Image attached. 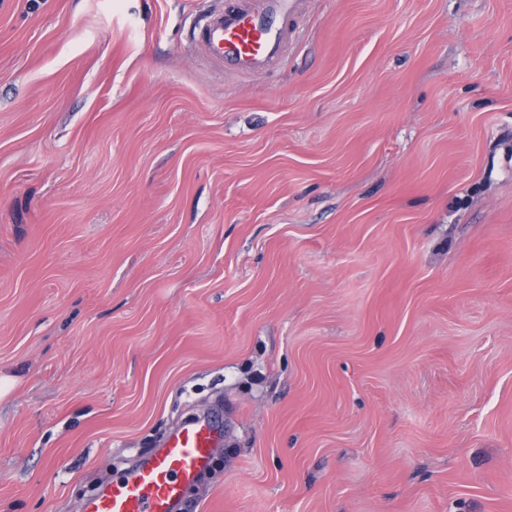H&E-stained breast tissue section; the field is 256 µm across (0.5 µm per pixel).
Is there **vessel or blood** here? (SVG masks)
Segmentation results:
<instances>
[{
    "mask_svg": "<svg viewBox=\"0 0 512 512\" xmlns=\"http://www.w3.org/2000/svg\"><path fill=\"white\" fill-rule=\"evenodd\" d=\"M304 0H232L208 15L194 38L225 69L264 74L296 38ZM222 427L210 416L185 420L150 457L84 499L79 512H181L184 493L208 469Z\"/></svg>",
    "mask_w": 512,
    "mask_h": 512,
    "instance_id": "vessel-or-blood-1",
    "label": "vessel or blood"
}]
</instances>
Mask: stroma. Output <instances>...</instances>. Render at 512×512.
<instances>
[{
  "mask_svg": "<svg viewBox=\"0 0 512 512\" xmlns=\"http://www.w3.org/2000/svg\"><path fill=\"white\" fill-rule=\"evenodd\" d=\"M0 0V512L188 414L185 512H512V0ZM255 1H261L256 3ZM304 0H233L194 28L201 50L225 69L264 74L296 38Z\"/></svg>",
  "mask_w": 512,
  "mask_h": 512,
  "instance_id": "obj_1",
  "label": "stroma"
}]
</instances>
